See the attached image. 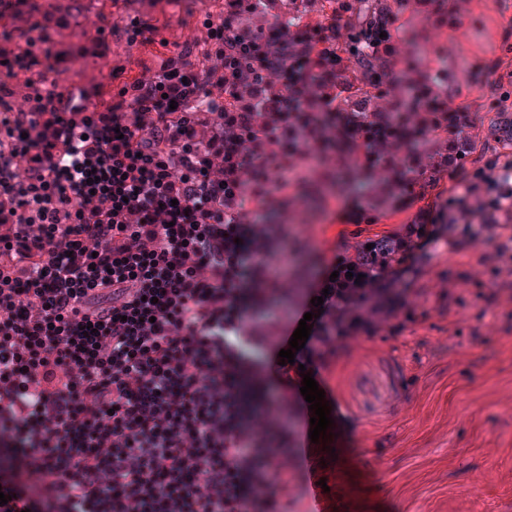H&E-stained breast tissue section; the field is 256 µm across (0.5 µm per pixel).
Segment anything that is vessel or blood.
<instances>
[{
  "mask_svg": "<svg viewBox=\"0 0 512 512\" xmlns=\"http://www.w3.org/2000/svg\"><path fill=\"white\" fill-rule=\"evenodd\" d=\"M307 496L312 512H373L371 487L363 471L334 437L304 443Z\"/></svg>",
  "mask_w": 512,
  "mask_h": 512,
  "instance_id": "obj_1",
  "label": "vessel or blood"
}]
</instances>
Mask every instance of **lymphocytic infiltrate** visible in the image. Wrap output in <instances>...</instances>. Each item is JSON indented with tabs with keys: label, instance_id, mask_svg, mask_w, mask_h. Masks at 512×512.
Masks as SVG:
<instances>
[{
	"label": "lymphocytic infiltrate",
	"instance_id": "1",
	"mask_svg": "<svg viewBox=\"0 0 512 512\" xmlns=\"http://www.w3.org/2000/svg\"><path fill=\"white\" fill-rule=\"evenodd\" d=\"M61 0H0V444L25 448L0 512H290L304 470L292 390L349 342L401 332L444 224L403 254H334L287 321L305 246L290 225L325 182L335 125L269 112L224 74L240 17L205 10L188 50L109 92L54 79ZM276 216L259 223L257 213ZM323 298L294 364L278 353ZM276 398L243 408L251 351Z\"/></svg>",
	"mask_w": 512,
	"mask_h": 512
}]
</instances>
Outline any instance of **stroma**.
Returning a JSON list of instances; mask_svg holds the SVG:
<instances>
[{
  "mask_svg": "<svg viewBox=\"0 0 512 512\" xmlns=\"http://www.w3.org/2000/svg\"><path fill=\"white\" fill-rule=\"evenodd\" d=\"M205 0H134L112 16V63L91 62L84 79L110 89L138 75L150 49L127 44L131 18H149L168 52L185 50L197 35ZM428 31V46L413 33ZM465 31L458 40L457 31ZM401 45L426 66H445L455 89L449 107L464 103L484 136L491 115L484 101L499 80H512V0H464L455 25L445 15L408 10ZM440 185L412 207L374 208L369 234L401 230L417 210L438 204ZM467 278L468 291L441 301L443 281ZM411 298L419 321L402 333L350 347L328 378L335 397L336 444L366 467L373 494L388 512H512V305L483 269L455 265L433 252Z\"/></svg>",
  "mask_w": 512,
  "mask_h": 512,
  "instance_id": "stroma-1",
  "label": "stroma"
}]
</instances>
